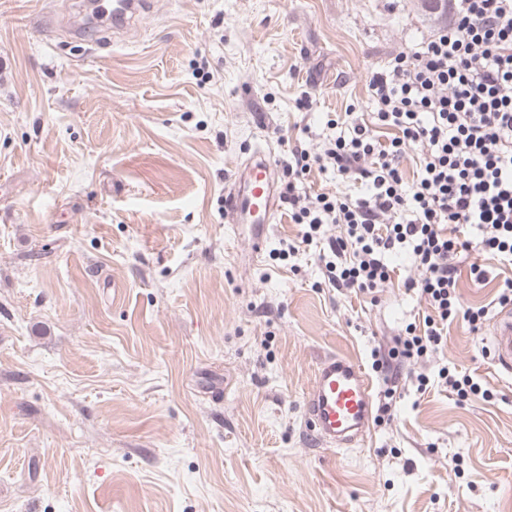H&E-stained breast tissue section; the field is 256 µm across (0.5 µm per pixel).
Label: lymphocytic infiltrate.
I'll use <instances>...</instances> for the list:
<instances>
[{
	"instance_id": "obj_1",
	"label": "lymphocytic infiltrate",
	"mask_w": 512,
	"mask_h": 512,
	"mask_svg": "<svg viewBox=\"0 0 512 512\" xmlns=\"http://www.w3.org/2000/svg\"><path fill=\"white\" fill-rule=\"evenodd\" d=\"M454 20L420 46L400 53L368 89L389 144L362 116L327 123L319 146L290 147L281 163V199L300 243L326 241L329 283L376 294L390 281V260L408 252L403 286L426 304L387 348L373 351L389 414L403 366L442 352L456 322L478 328L494 305L512 304V280L495 303L463 306L457 293L461 256L478 250L512 266V0H453ZM419 150V170L405 182L402 162ZM363 182L351 199L308 193L311 170ZM339 234H331V227ZM299 243V244H300Z\"/></svg>"
}]
</instances>
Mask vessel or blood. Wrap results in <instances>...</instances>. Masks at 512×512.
Listing matches in <instances>:
<instances>
[{
	"label": "vessel or blood",
	"mask_w": 512,
	"mask_h": 512,
	"mask_svg": "<svg viewBox=\"0 0 512 512\" xmlns=\"http://www.w3.org/2000/svg\"><path fill=\"white\" fill-rule=\"evenodd\" d=\"M151 0H103L91 21L81 23L79 36H88L101 27L113 33L123 32L145 11ZM278 200L269 156L252 157L235 169L231 188L224 197V215L235 224H252L256 232L254 249H261L264 229L273 223ZM495 360L505 373H512V311L498 314L491 336ZM375 391L370 375L358 362L329 355L321 359L314 378L304 395L306 424L322 444L348 447L370 429Z\"/></svg>",
	"instance_id": "b4317fda"
}]
</instances>
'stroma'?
<instances>
[{
	"instance_id": "1",
	"label": "stroma",
	"mask_w": 512,
	"mask_h": 512,
	"mask_svg": "<svg viewBox=\"0 0 512 512\" xmlns=\"http://www.w3.org/2000/svg\"><path fill=\"white\" fill-rule=\"evenodd\" d=\"M85 0H0V512H512V377L491 324L451 325L350 450L308 432L320 358L372 371L425 305L406 255L333 288L287 209L254 250L224 217L240 163L370 113L373 72L453 21L424 0H154L121 38ZM206 64L209 82L196 73ZM311 96L313 108L296 102ZM487 270L471 281L470 262ZM463 304L512 269L472 253ZM494 398L458 400L445 362Z\"/></svg>"
}]
</instances>
